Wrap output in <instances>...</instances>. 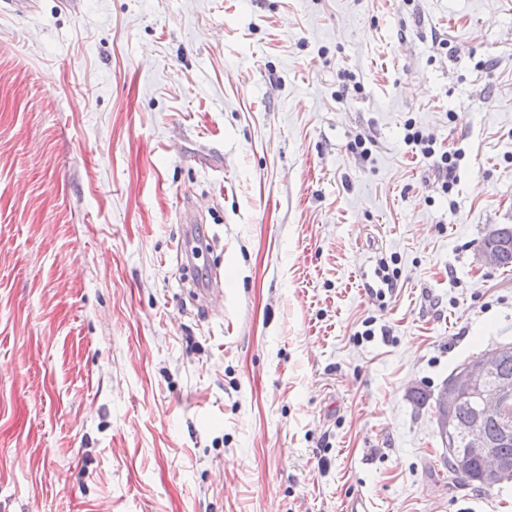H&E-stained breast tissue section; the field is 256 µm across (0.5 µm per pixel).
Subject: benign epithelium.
I'll return each instance as SVG.
<instances>
[{
    "label": "benign epithelium",
    "instance_id": "7a95c632",
    "mask_svg": "<svg viewBox=\"0 0 512 512\" xmlns=\"http://www.w3.org/2000/svg\"><path fill=\"white\" fill-rule=\"evenodd\" d=\"M512 251V228L494 227L478 246L480 262L491 268L501 266L505 253ZM512 356V344L469 359L437 391L434 416L443 447L453 451L457 439L465 445L463 459L455 462L458 473L468 477L469 462L480 463L477 480L493 490L512 480V461L498 456L487 425L498 426L500 436L512 437V377L498 374L500 362ZM473 402L470 420L461 425L455 413L463 401Z\"/></svg>",
    "mask_w": 512,
    "mask_h": 512
}]
</instances>
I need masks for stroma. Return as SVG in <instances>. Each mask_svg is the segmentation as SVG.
<instances>
[{
    "label": "stroma",
    "mask_w": 512,
    "mask_h": 512,
    "mask_svg": "<svg viewBox=\"0 0 512 512\" xmlns=\"http://www.w3.org/2000/svg\"><path fill=\"white\" fill-rule=\"evenodd\" d=\"M502 224L512 0H0V512H512L413 400ZM406 134L404 137L408 145H413L412 148L418 149L424 160H429L435 157L436 151L434 149L433 139L424 134L423 130L416 127L415 123L409 122L405 127ZM457 158V153L445 152L440 155L439 160H433V166L437 169L439 175L444 178L442 187L446 192H451L457 181L455 175Z\"/></svg>",
    "instance_id": "1"
}]
</instances>
